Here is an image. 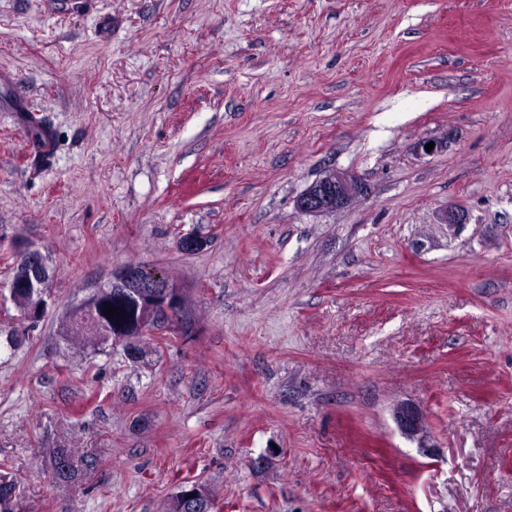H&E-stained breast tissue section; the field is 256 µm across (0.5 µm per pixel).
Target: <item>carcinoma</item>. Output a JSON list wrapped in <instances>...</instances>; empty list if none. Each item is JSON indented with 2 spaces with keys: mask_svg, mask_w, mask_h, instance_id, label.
<instances>
[{
  "mask_svg": "<svg viewBox=\"0 0 512 512\" xmlns=\"http://www.w3.org/2000/svg\"><path fill=\"white\" fill-rule=\"evenodd\" d=\"M11 303L20 314H31L42 307L41 291L32 288H15ZM111 306L123 315L108 318L103 314ZM165 324V319L153 316L147 327L134 319L131 308L123 301L112 298V289L97 288L82 305L75 307L62 322V332L78 348L90 344L119 342L126 356L136 360L142 353V340L151 328ZM46 455L51 467V478L57 482L69 483L76 479L79 464L90 465L94 460L85 456L76 458L73 448H48ZM19 491L18 481L7 473H0V512H13L9 496Z\"/></svg>",
  "mask_w": 512,
  "mask_h": 512,
  "instance_id": "1",
  "label": "carcinoma"
}]
</instances>
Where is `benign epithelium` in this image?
Listing matches in <instances>:
<instances>
[{
	"label": "benign epithelium",
	"mask_w": 512,
	"mask_h": 512,
	"mask_svg": "<svg viewBox=\"0 0 512 512\" xmlns=\"http://www.w3.org/2000/svg\"><path fill=\"white\" fill-rule=\"evenodd\" d=\"M367 186L354 174L346 171L331 170L311 185L299 198L298 207L309 214H328L344 208L368 196ZM19 256L17 266L23 270V281L27 288H41L44 296H49V287L45 278L48 258L32 247L16 249ZM139 289L140 296L149 301L148 307L164 313L171 321L181 317L184 298L180 290L174 287L168 276L141 264H128L112 273L107 287L112 295L124 298L129 287ZM393 417L397 427L407 437L419 435L423 426L420 409L411 403H402L394 410Z\"/></svg>",
	"instance_id": "7a95c632"
}]
</instances>
